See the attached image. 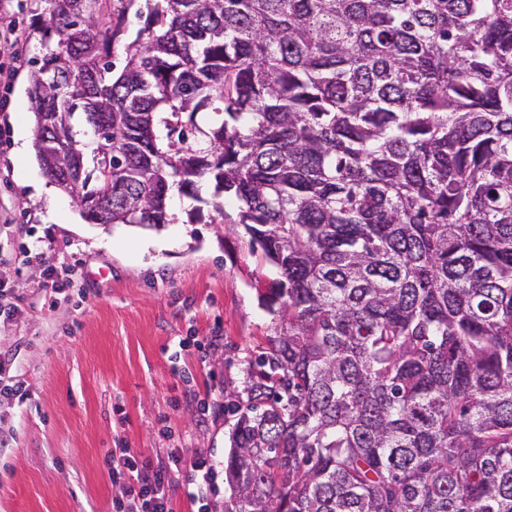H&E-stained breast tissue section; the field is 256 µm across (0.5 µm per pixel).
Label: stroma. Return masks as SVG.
Instances as JSON below:
<instances>
[{
    "instance_id": "35a3bbf8",
    "label": "stroma",
    "mask_w": 512,
    "mask_h": 512,
    "mask_svg": "<svg viewBox=\"0 0 512 512\" xmlns=\"http://www.w3.org/2000/svg\"><path fill=\"white\" fill-rule=\"evenodd\" d=\"M21 68L0 87V281L24 309L0 323V353L24 374L25 403L0 396V427L13 434L0 458V512H113L126 479H112L107 449L142 464L181 458L167 489L173 512H193L188 464L204 457L223 474L224 416L203 411L240 386V360L273 335L255 285L271 272L232 224L193 222L192 200L171 192L170 224L87 223L51 185L32 141V63L42 0H17ZM55 266V280L45 269Z\"/></svg>"
}]
</instances>
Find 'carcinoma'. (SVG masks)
Returning <instances> with one entry per match:
<instances>
[{"label":"carcinoma","mask_w":512,"mask_h":512,"mask_svg":"<svg viewBox=\"0 0 512 512\" xmlns=\"http://www.w3.org/2000/svg\"><path fill=\"white\" fill-rule=\"evenodd\" d=\"M44 2L49 182L159 230L208 181L273 270L224 512H512V0Z\"/></svg>","instance_id":"carcinoma-1"}]
</instances>
